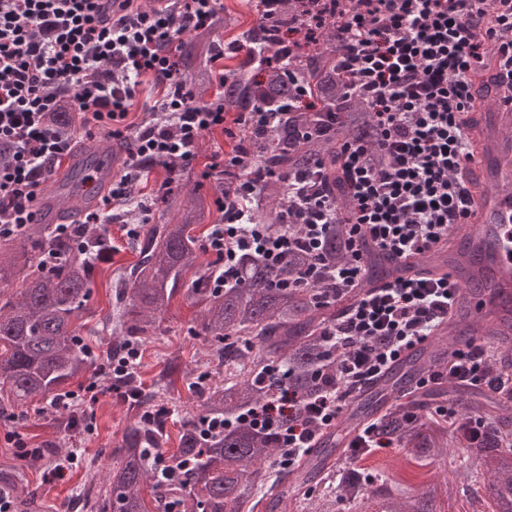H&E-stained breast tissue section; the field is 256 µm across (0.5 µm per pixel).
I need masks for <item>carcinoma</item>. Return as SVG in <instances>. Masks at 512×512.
<instances>
[{"mask_svg":"<svg viewBox=\"0 0 512 512\" xmlns=\"http://www.w3.org/2000/svg\"><path fill=\"white\" fill-rule=\"evenodd\" d=\"M301 12L300 0H288L284 11L263 18L242 32L241 39L261 42L269 30L294 28ZM211 45L204 33H194L182 42L185 82L199 86L212 82L204 63ZM335 45L333 17L325 25L320 46L297 54L296 65L317 103L315 109L288 107L296 95L289 76L278 68L259 70L243 58L224 73L219 101L226 112H247L256 95H261L265 111L276 118L266 133L245 126L237 129L236 146L245 158H259L277 173L313 172L321 188L344 205L337 146L354 135L371 143L376 132L369 122L354 120L364 104L346 95L349 79L339 77ZM309 127L320 129V135H305ZM126 160L110 140L101 154L87 155L88 163L117 170ZM163 197L165 214L137 241L138 259L119 280V305L103 324L118 342L102 356L122 354V345L129 342L143 343L157 317L182 294L203 306L201 331L206 339L220 344L221 362L234 366L235 373L208 388L202 410L183 420L177 449L170 456L164 450V417L147 422L141 416L128 425L112 448V469L102 478L89 473V488L82 498L84 512H171L174 506L182 512H255L258 507L261 512H288L298 495H310L316 485L338 492L352 512H438L437 488L430 483L415 487L385 478L379 490H369L348 449H337L336 431L331 428L317 430L313 448L292 467H282L275 459L267 461L282 453L280 438L236 418L274 395L268 376L274 366L291 370L290 387L303 398L336 385V361L326 352L323 333L336 319L337 304L317 296L314 288L288 287L292 276L311 263L309 256L300 253L276 267L246 261L241 283L221 291L210 286L204 272L188 275L198 241L192 231L208 223L211 208L206 197L194 191L183 196L168 191ZM259 198L260 204L249 203L253 220L276 235L287 206L285 190L280 182L268 181L260 188ZM343 244L340 229L329 235L324 250L341 259ZM48 251L64 254V261L50 272L39 266L40 255ZM368 266L363 290L375 287L389 272L388 261L375 255L369 257ZM94 269L47 224H28L15 237L0 241V285L9 286L23 276V288L16 295L0 297V416L25 415L34 400L70 392L71 381L91 367L90 346L80 329L88 312ZM467 340L465 334L437 340L434 349L419 352L407 366L396 368L391 379L398 384L413 381L419 369L448 363L449 353ZM485 343L492 352L495 373L512 376L507 349L488 339ZM171 384L168 375L161 374L157 390L141 398L144 410L159 406L157 394H170ZM450 389L465 394L464 387L441 381L431 390L418 392L410 403L386 407L378 391L362 399L355 392L348 401L356 404L358 420H370L407 449L409 462L424 469L435 464L443 449L423 432L419 412L429 401L447 396ZM226 419L233 421L228 429ZM452 434L478 460L485 475L484 498L494 504L493 512H512V419H487L476 446L460 425L452 428ZM156 456L168 465L163 477L153 467Z\"/></svg>","mask_w":512,"mask_h":512,"instance_id":"obj_1","label":"carcinoma"}]
</instances>
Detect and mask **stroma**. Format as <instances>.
I'll return each instance as SVG.
<instances>
[{"label": "stroma", "instance_id": "obj_1", "mask_svg": "<svg viewBox=\"0 0 512 512\" xmlns=\"http://www.w3.org/2000/svg\"><path fill=\"white\" fill-rule=\"evenodd\" d=\"M233 145V140L222 131L205 134L197 147L196 159L185 167L181 180L172 183V191L185 193L195 187L203 195L214 197V182L202 181L200 173L214 151L228 152ZM109 236L112 257L95 265L92 295L81 330L91 347L102 349L113 342L110 333L103 330V321L116 304L118 273L137 259L134 242L127 238L122 225H111ZM197 312L192 301L181 296L174 299L159 329L141 347L142 358L135 379L137 388L149 391L157 374L171 368L175 400L169 403L166 416V431L170 436L167 448L171 451L177 448L176 436L182 420L199 412L201 392L213 383L220 370L210 354L209 344L198 334ZM83 417L88 421L87 427L78 428L75 437L67 441L62 440L48 419H0V486L7 487L15 497L23 491L35 493L37 512H82L78 493L86 482L89 468H109L106 453L133 420L128 400L114 392L100 394L96 402L85 404ZM17 433L32 448L45 442L65 441V448L51 454V463L63 461L72 454L78 460L67 467L62 477L49 478L48 465L37 467L20 460L13 440ZM438 441L446 448L432 469L437 484L438 512H472L471 503L478 489L474 481L479 472L478 463L458 450L451 436H439Z\"/></svg>", "mask_w": 512, "mask_h": 512}]
</instances>
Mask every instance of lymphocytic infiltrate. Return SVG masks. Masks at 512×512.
<instances>
[{
	"label": "lymphocytic infiltrate",
	"mask_w": 512,
	"mask_h": 512,
	"mask_svg": "<svg viewBox=\"0 0 512 512\" xmlns=\"http://www.w3.org/2000/svg\"><path fill=\"white\" fill-rule=\"evenodd\" d=\"M165 2L146 10L136 0H0V238L34 223L43 182L72 149V135L55 123L59 113L82 115L83 127L107 128L110 137L131 144L126 170L113 180L102 210L85 225L55 227L90 262L97 255L84 240L87 227L102 231L120 222L127 235L140 237V223L122 222L119 211L136 205L132 186L147 166L191 163L203 133L218 128L229 136L242 124L267 131L264 103L237 113L228 128L223 106L196 101L181 78L182 38L214 26L217 0ZM330 16L310 13L297 31H277L259 47L215 43L210 60L242 53L264 69L287 65L289 46L318 44ZM336 57L350 79L348 93L361 98L377 133L374 144L355 137L342 147L347 206L309 175L279 178L261 161L244 165L237 152L217 151L203 179L235 174L240 194L250 198L262 183L279 179L288 209L282 231L273 235L251 220L248 208L216 197L222 221L212 225L203 249L216 257L207 274L220 289L241 282L239 256L272 265L295 253L310 256L293 283L313 288L328 279L337 293H352L324 340L339 361L340 379L362 387L432 336L455 302L458 285L445 274L400 277L362 293L357 286L368 273L367 253H423L466 218L460 170L472 159L463 130L475 103L472 78L492 61L497 85L512 88V0H357L336 28ZM145 77L160 93L144 105L147 120L134 125L127 116ZM339 226L347 255L331 262L323 243ZM445 377L476 388L505 386L489 350L470 342L428 379ZM345 401L337 387L306 400L281 392L241 420L279 431V462L290 466L311 448L316 429L335 423Z\"/></svg>",
	"instance_id": "1"
}]
</instances>
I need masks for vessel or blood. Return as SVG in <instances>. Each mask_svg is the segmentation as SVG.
Wrapping results in <instances>:
<instances>
[{"instance_id":"1","label":"vessel or blood","mask_w":512,"mask_h":512,"mask_svg":"<svg viewBox=\"0 0 512 512\" xmlns=\"http://www.w3.org/2000/svg\"><path fill=\"white\" fill-rule=\"evenodd\" d=\"M465 135L473 154L468 165L472 205L464 223L451 225L447 242L432 252L447 259L460 286L481 283L472 297L471 321L486 337L498 330L501 317H512V111L483 113ZM72 203L65 197L40 204L38 223H66Z\"/></svg>"}]
</instances>
